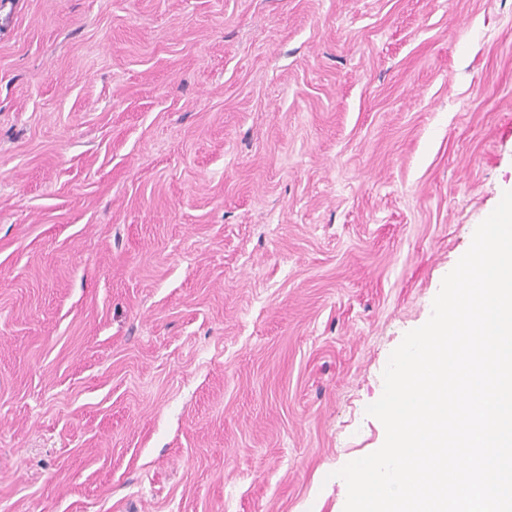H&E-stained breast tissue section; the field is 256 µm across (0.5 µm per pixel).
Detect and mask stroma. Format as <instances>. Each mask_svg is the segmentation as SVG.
Masks as SVG:
<instances>
[{
	"label": "stroma",
	"mask_w": 512,
	"mask_h": 512,
	"mask_svg": "<svg viewBox=\"0 0 512 512\" xmlns=\"http://www.w3.org/2000/svg\"><path fill=\"white\" fill-rule=\"evenodd\" d=\"M512 190V0H0V512H344Z\"/></svg>",
	"instance_id": "1"
}]
</instances>
